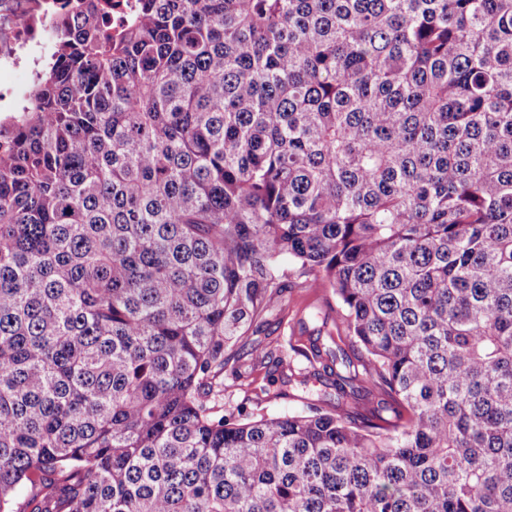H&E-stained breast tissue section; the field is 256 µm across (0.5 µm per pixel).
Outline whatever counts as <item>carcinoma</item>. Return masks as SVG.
Returning <instances> with one entry per match:
<instances>
[{"instance_id":"obj_1","label":"carcinoma","mask_w":512,"mask_h":512,"mask_svg":"<svg viewBox=\"0 0 512 512\" xmlns=\"http://www.w3.org/2000/svg\"><path fill=\"white\" fill-rule=\"evenodd\" d=\"M111 11L0 116V512H512V0ZM283 256L336 402L218 417Z\"/></svg>"}]
</instances>
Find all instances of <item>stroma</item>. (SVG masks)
I'll return each mask as SVG.
<instances>
[{
	"instance_id": "stroma-1",
	"label": "stroma",
	"mask_w": 512,
	"mask_h": 512,
	"mask_svg": "<svg viewBox=\"0 0 512 512\" xmlns=\"http://www.w3.org/2000/svg\"><path fill=\"white\" fill-rule=\"evenodd\" d=\"M288 271L290 290L284 311L268 317L267 340L275 351L274 359L248 368L242 384L226 389L217 407L227 415L240 410L246 413L284 415L301 410L303 405L330 393V379L320 363L294 355V347L316 344L329 346L328 328L322 323L329 311L332 295L328 288H304L299 266L282 258Z\"/></svg>"
}]
</instances>
